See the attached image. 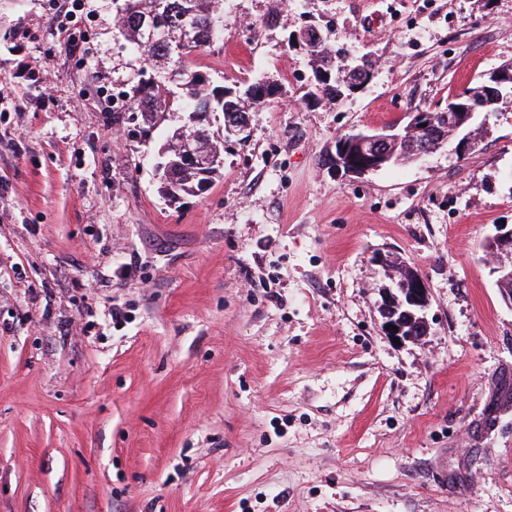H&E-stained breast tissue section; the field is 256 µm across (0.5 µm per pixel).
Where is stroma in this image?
Returning a JSON list of instances; mask_svg holds the SVG:
<instances>
[{"label": "stroma", "instance_id": "35a3bbf8", "mask_svg": "<svg viewBox=\"0 0 512 512\" xmlns=\"http://www.w3.org/2000/svg\"><path fill=\"white\" fill-rule=\"evenodd\" d=\"M77 2L86 49L51 0H0V512H512V252L483 250L512 227V94L477 145L324 162L512 61V0H224L191 68L277 95L175 205L182 112L111 110L151 70L115 0ZM305 25L372 61L364 90L314 94ZM397 263L418 342L380 312ZM399 277V284L410 285L412 280L417 273L406 266L398 267L396 271ZM402 303L407 307L408 323L399 322L393 318L392 310L394 308L388 306V300L383 303L382 316L385 319L384 324L388 333L401 340H420L426 333L427 330V319L425 310L428 305V293L427 288L420 277H416L412 283L410 290L404 288L403 290ZM388 324H392L398 327V331H394L391 328H387Z\"/></svg>", "mask_w": 512, "mask_h": 512}]
</instances>
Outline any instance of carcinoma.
Returning a JSON list of instances; mask_svg holds the SVG:
<instances>
[{
  "instance_id": "1",
  "label": "carcinoma",
  "mask_w": 512,
  "mask_h": 512,
  "mask_svg": "<svg viewBox=\"0 0 512 512\" xmlns=\"http://www.w3.org/2000/svg\"><path fill=\"white\" fill-rule=\"evenodd\" d=\"M152 13L167 21L165 30L152 36L140 25L141 16ZM120 34L153 66L152 76L134 91L140 112H163L169 106L168 84L181 86L182 104L187 112L183 125L175 129L161 147L164 161L171 165L172 179L165 186L169 200L198 196L209 187L212 179L224 168V133L210 129V116L220 112L226 118L246 117L247 104L262 105L270 93H260L254 84L244 90H217L208 79L189 67L193 52L211 46V41L224 31V0H124L117 14ZM313 63L312 87L328 101L344 94L336 79L329 81L317 76L320 71L336 73L346 64V58L336 57L323 42L305 47ZM348 83L364 84L373 77L372 61L363 57L359 69L346 72ZM425 115L434 120L416 133L403 134L399 149L407 154L417 143L436 149L450 140L447 121L438 111ZM201 154L218 158V164L205 172L198 167Z\"/></svg>"
}]
</instances>
